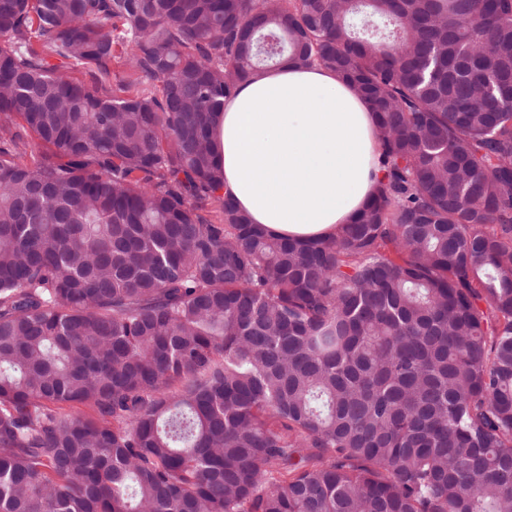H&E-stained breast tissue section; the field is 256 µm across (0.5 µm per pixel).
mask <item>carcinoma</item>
<instances>
[{
    "label": "carcinoma",
    "mask_w": 512,
    "mask_h": 512,
    "mask_svg": "<svg viewBox=\"0 0 512 512\" xmlns=\"http://www.w3.org/2000/svg\"><path fill=\"white\" fill-rule=\"evenodd\" d=\"M284 58L375 114L334 237L220 194ZM0 512H512V0H0Z\"/></svg>",
    "instance_id": "obj_1"
}]
</instances>
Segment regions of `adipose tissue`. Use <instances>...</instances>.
<instances>
[{"label": "adipose tissue", "instance_id": "ef3b65f1", "mask_svg": "<svg viewBox=\"0 0 512 512\" xmlns=\"http://www.w3.org/2000/svg\"><path fill=\"white\" fill-rule=\"evenodd\" d=\"M225 195L252 223L299 240L334 235L374 196L375 118L335 72L284 60L239 85L214 125Z\"/></svg>", "mask_w": 512, "mask_h": 512}]
</instances>
